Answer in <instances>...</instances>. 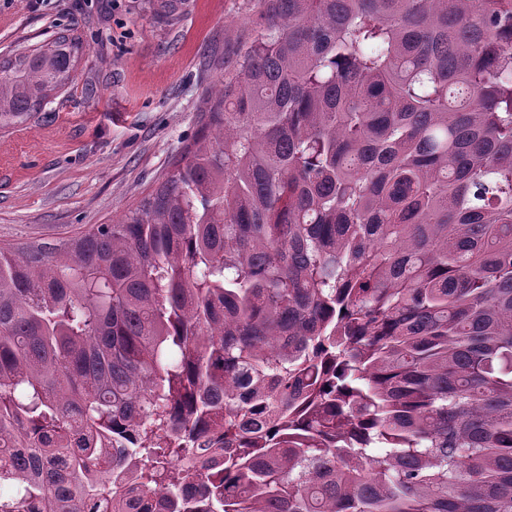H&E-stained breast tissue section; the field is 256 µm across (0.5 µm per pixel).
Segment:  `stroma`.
Wrapping results in <instances>:
<instances>
[{"instance_id": "35a3bbf8", "label": "stroma", "mask_w": 512, "mask_h": 512, "mask_svg": "<svg viewBox=\"0 0 512 512\" xmlns=\"http://www.w3.org/2000/svg\"><path fill=\"white\" fill-rule=\"evenodd\" d=\"M0 0V60L65 27L73 79L32 118L0 127V246L51 245L120 218L166 176L200 127L224 46L257 0Z\"/></svg>"}]
</instances>
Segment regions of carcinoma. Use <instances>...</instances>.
Instances as JSON below:
<instances>
[{"label": "carcinoma", "mask_w": 512, "mask_h": 512, "mask_svg": "<svg viewBox=\"0 0 512 512\" xmlns=\"http://www.w3.org/2000/svg\"><path fill=\"white\" fill-rule=\"evenodd\" d=\"M258 2L164 181L0 246V512H512V0Z\"/></svg>", "instance_id": "obj_1"}]
</instances>
